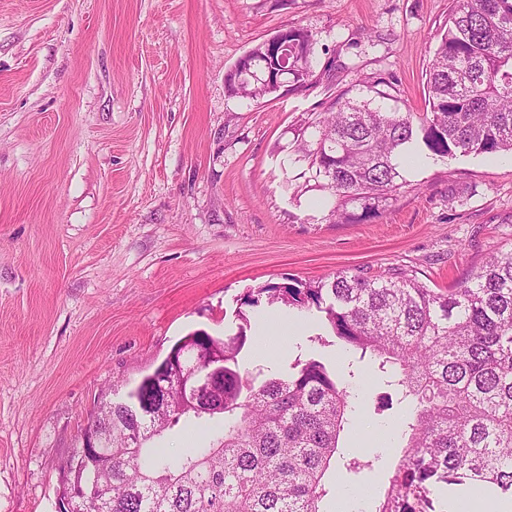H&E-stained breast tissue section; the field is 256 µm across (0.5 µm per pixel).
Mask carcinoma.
<instances>
[{
	"label": "carcinoma",
	"mask_w": 512,
	"mask_h": 512,
	"mask_svg": "<svg viewBox=\"0 0 512 512\" xmlns=\"http://www.w3.org/2000/svg\"><path fill=\"white\" fill-rule=\"evenodd\" d=\"M288 90L312 83L313 34L290 27ZM278 67L263 40L224 73L231 96L262 99L270 84L245 83L240 67ZM429 110L379 103L385 93H342L301 129L297 152L314 187L335 197L331 216L354 223L378 214L406 185L398 158L422 142L436 157L512 153V0H453L426 69ZM359 205L361 213L350 210ZM251 308L316 311L344 347L370 354L407 403L396 438L401 455L371 512H438L446 486L488 489L512 502V252H496L456 288L437 292L414 275L350 270L327 281L285 277L250 289ZM232 336L196 330L181 338L169 387L144 375L118 401L94 411L103 433L96 456L75 450L60 466L70 512H325L339 437L357 407L350 385L320 356L255 384L243 369L248 316ZM215 391L185 384L206 368ZM192 427L208 446L166 454L165 432Z\"/></svg>",
	"instance_id": "cac0c4a2"
}]
</instances>
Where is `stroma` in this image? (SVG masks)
<instances>
[{"instance_id":"1","label":"stroma","mask_w":512,"mask_h":512,"mask_svg":"<svg viewBox=\"0 0 512 512\" xmlns=\"http://www.w3.org/2000/svg\"><path fill=\"white\" fill-rule=\"evenodd\" d=\"M452 0H0V512H55L58 469L111 387L130 389L183 336L236 333L248 289L291 275L405 270L456 286L512 249V154L431 157L378 217L337 224L294 149L332 93L378 85L426 111L425 70ZM316 39V83L231 97L227 68L277 30ZM246 367L315 351L353 374L328 512H370L398 459L371 358L319 313Z\"/></svg>"}]
</instances>
